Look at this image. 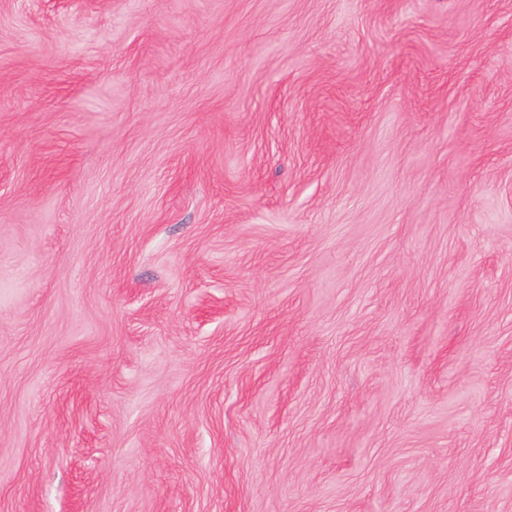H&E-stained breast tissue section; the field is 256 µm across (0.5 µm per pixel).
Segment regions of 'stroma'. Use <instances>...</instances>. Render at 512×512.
I'll list each match as a JSON object with an SVG mask.
<instances>
[{
    "instance_id": "stroma-1",
    "label": "stroma",
    "mask_w": 512,
    "mask_h": 512,
    "mask_svg": "<svg viewBox=\"0 0 512 512\" xmlns=\"http://www.w3.org/2000/svg\"><path fill=\"white\" fill-rule=\"evenodd\" d=\"M0 512H512V0H0Z\"/></svg>"
}]
</instances>
